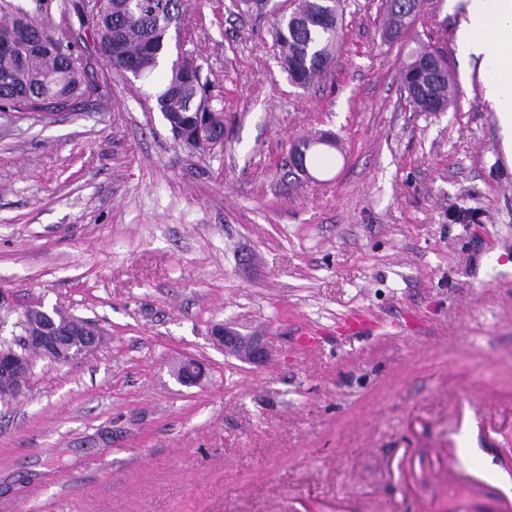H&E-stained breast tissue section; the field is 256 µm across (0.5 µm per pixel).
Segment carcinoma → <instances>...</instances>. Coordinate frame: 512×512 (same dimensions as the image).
<instances>
[{"instance_id": "carcinoma-1", "label": "carcinoma", "mask_w": 512, "mask_h": 512, "mask_svg": "<svg viewBox=\"0 0 512 512\" xmlns=\"http://www.w3.org/2000/svg\"><path fill=\"white\" fill-rule=\"evenodd\" d=\"M419 0H388L389 29L397 35L413 24ZM195 10L194 0H101L95 15L76 2L64 6L61 20L67 25L77 20L80 30L89 31L96 49L108 61L113 76L134 84L151 78L160 66L166 37L173 23L186 20ZM322 13L330 22L313 25L310 20ZM343 30L341 0H294L284 12L273 35L282 50V64L290 81L309 86L327 78L336 58V45ZM56 34L51 17L35 23L27 15L15 13L10 4H0V44L22 42L5 50L0 47V112H52L65 108L72 112L98 94L99 85L85 68L66 67L55 53L35 51L41 38ZM434 54L423 49L404 63V87H409L411 71ZM202 66L193 55L174 61L156 94L141 98L155 105L165 118L174 140L200 155L223 145L224 100L210 91ZM451 75L430 79L428 94L409 92L418 112H445L451 99Z\"/></svg>"}]
</instances>
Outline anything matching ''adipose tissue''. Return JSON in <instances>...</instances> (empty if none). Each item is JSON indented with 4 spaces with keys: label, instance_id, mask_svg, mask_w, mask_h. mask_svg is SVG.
I'll use <instances>...</instances> for the list:
<instances>
[{
    "label": "adipose tissue",
    "instance_id": "ef3b65f1",
    "mask_svg": "<svg viewBox=\"0 0 512 512\" xmlns=\"http://www.w3.org/2000/svg\"><path fill=\"white\" fill-rule=\"evenodd\" d=\"M459 44L478 61L485 97L499 118L504 149L512 159V0H468Z\"/></svg>",
    "mask_w": 512,
    "mask_h": 512
}]
</instances>
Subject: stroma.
I'll return each instance as SVG.
<instances>
[{"label": "stroma", "mask_w": 512, "mask_h": 512, "mask_svg": "<svg viewBox=\"0 0 512 512\" xmlns=\"http://www.w3.org/2000/svg\"><path fill=\"white\" fill-rule=\"evenodd\" d=\"M279 2L201 0L185 48L224 97L213 155L97 55L103 99L0 114V337L38 303L105 337L34 357L0 401V512H512V163L459 51L462 0H423L412 30L448 56L445 112L410 104L385 0H344L330 76L292 84ZM321 131L342 151L289 171ZM363 309L379 334L346 340ZM218 324L264 333L269 361L224 353ZM187 356L195 387L174 377Z\"/></svg>", "instance_id": "1"}]
</instances>
